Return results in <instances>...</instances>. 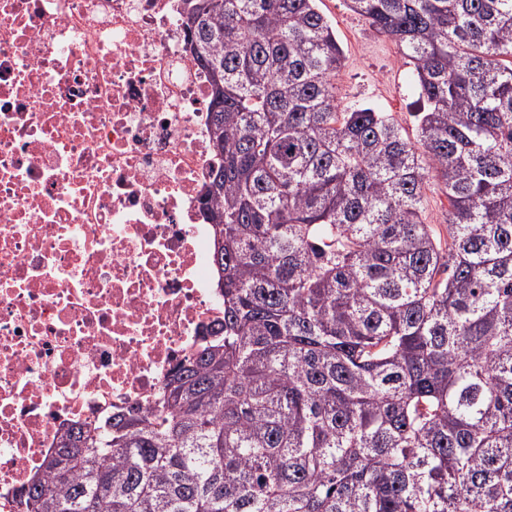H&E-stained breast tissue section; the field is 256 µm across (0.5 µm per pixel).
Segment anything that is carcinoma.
Here are the masks:
<instances>
[{
    "instance_id": "obj_1",
    "label": "carcinoma",
    "mask_w": 512,
    "mask_h": 512,
    "mask_svg": "<svg viewBox=\"0 0 512 512\" xmlns=\"http://www.w3.org/2000/svg\"><path fill=\"white\" fill-rule=\"evenodd\" d=\"M183 2L224 335L58 435L21 512H512V0H347L414 66L412 138L342 104L318 0ZM426 196V223L437 224V229L441 234L446 235L445 219L448 213V198L434 183L429 185V188L426 190Z\"/></svg>"
}]
</instances>
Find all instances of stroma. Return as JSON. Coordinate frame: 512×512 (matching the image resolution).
<instances>
[{
  "label": "stroma",
  "mask_w": 512,
  "mask_h": 512,
  "mask_svg": "<svg viewBox=\"0 0 512 512\" xmlns=\"http://www.w3.org/2000/svg\"><path fill=\"white\" fill-rule=\"evenodd\" d=\"M318 7L331 21L344 51L336 74L343 103L378 106L392 113L407 133H414L420 104L410 84L413 67L396 42L351 12L346 0H319Z\"/></svg>",
  "instance_id": "obj_1"
}]
</instances>
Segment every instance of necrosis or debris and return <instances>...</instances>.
I'll return each instance as SVG.
<instances>
[{
  "mask_svg": "<svg viewBox=\"0 0 512 512\" xmlns=\"http://www.w3.org/2000/svg\"><path fill=\"white\" fill-rule=\"evenodd\" d=\"M180 0H0V512L58 433L218 337L211 89Z\"/></svg>",
  "mask_w": 512,
  "mask_h": 512,
  "instance_id": "obj_1",
  "label": "necrosis or debris"
}]
</instances>
